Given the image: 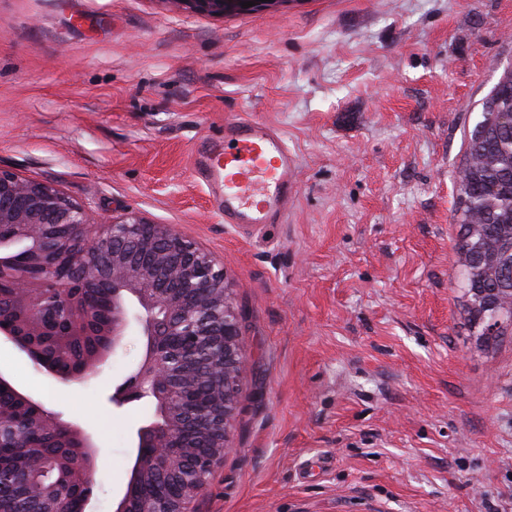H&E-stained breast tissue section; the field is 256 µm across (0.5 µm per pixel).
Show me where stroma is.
Masks as SVG:
<instances>
[{
  "label": "stroma",
  "mask_w": 512,
  "mask_h": 512,
  "mask_svg": "<svg viewBox=\"0 0 512 512\" xmlns=\"http://www.w3.org/2000/svg\"><path fill=\"white\" fill-rule=\"evenodd\" d=\"M511 67L512 0H0V168L224 266L247 361L195 512H512V321L480 340L453 219ZM235 118L296 157L281 223H225L197 175ZM143 344L70 389L0 345V370L94 434L92 512H114L150 419L108 401ZM190 9L200 13L224 14L238 9H254L262 3L261 0H177ZM254 1L255 6L242 8L241 2Z\"/></svg>",
  "instance_id": "1"
}]
</instances>
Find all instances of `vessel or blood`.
Returning a JSON list of instances; mask_svg holds the SVG:
<instances>
[{
  "label": "vessel or blood",
  "mask_w": 512,
  "mask_h": 512,
  "mask_svg": "<svg viewBox=\"0 0 512 512\" xmlns=\"http://www.w3.org/2000/svg\"><path fill=\"white\" fill-rule=\"evenodd\" d=\"M296 159L281 133L249 119L224 124V144L209 149L202 177L223 185L219 206L228 224H274L297 194Z\"/></svg>",
  "instance_id": "1"
}]
</instances>
